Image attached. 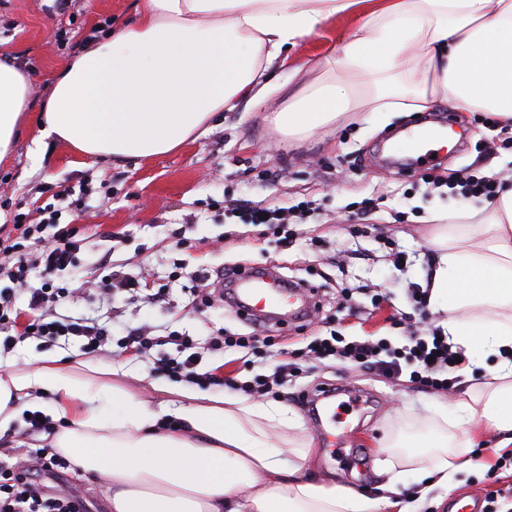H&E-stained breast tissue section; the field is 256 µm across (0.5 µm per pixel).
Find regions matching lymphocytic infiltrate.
<instances>
[{"instance_id":"1","label":"lymphocytic infiltrate","mask_w":512,"mask_h":512,"mask_svg":"<svg viewBox=\"0 0 512 512\" xmlns=\"http://www.w3.org/2000/svg\"><path fill=\"white\" fill-rule=\"evenodd\" d=\"M45 219L35 224L15 216L8 232L0 235V277H6L8 287L0 289V333L4 348H11L12 337L8 332L16 321L10 316L14 291L26 286L30 269L27 257V242L40 243L41 250L36 259L42 266L48 281L43 287L30 291L31 315L27 326L33 336L57 343L70 337L84 339V347L93 352L108 339L109 332L96 323L81 319H49L52 304L70 297L67 287L51 284V277H59L74 267L83 241V229L77 224L60 221L61 209L55 205L44 208ZM311 359H334L359 365H368L380 375L397 378L409 373L411 381L435 389H447L449 373L461 367L459 361L462 348L453 347L442 328H434L425 335H410L403 347L393 346L387 340H346L340 336L319 338L307 347ZM66 458L59 454L38 449L29 453L13 465L0 464V512H84L80 501L67 495L42 497L22 479L23 471L67 467Z\"/></svg>"}]
</instances>
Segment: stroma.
<instances>
[{
  "instance_id": "35a3bbf8",
  "label": "stroma",
  "mask_w": 512,
  "mask_h": 512,
  "mask_svg": "<svg viewBox=\"0 0 512 512\" xmlns=\"http://www.w3.org/2000/svg\"><path fill=\"white\" fill-rule=\"evenodd\" d=\"M140 0H0V55L14 59L31 78V101L16 142L0 160V222L17 213L37 220L39 206L52 202L59 188L90 184L92 193L80 211L63 221L86 229L79 266L65 274L77 294L58 306V316L97 320L110 333L96 352L102 363L129 367L121 384L145 398L157 359L177 354L171 338L191 337L202 352L199 372L224 376L267 374L278 366L280 349L299 350L315 338L337 332L346 338L389 339L403 346L409 333H425L439 316L430 308L413 309L409 293L426 288L436 257L428 239L435 215L478 207L462 195L457 180L496 171L512 183V137L498 132L489 114L450 113L434 106L429 113L454 115L469 137L461 150L435 170L408 169L382 161L380 147L389 137L410 130L421 113H392L338 120L334 127L301 140H288L267 121L279 103L239 104L223 112L211 129L175 152L120 163L77 154L67 144L40 140V107L56 75L73 50L99 34L102 26L132 20ZM354 26L353 19L330 21L319 34L289 52L290 63L327 53ZM443 186L427 184L428 174ZM229 199H247L286 210L295 225L291 246H282L265 226L245 224L225 209ZM375 202L371 211L357 204ZM312 201L316 219L299 223L296 206ZM192 247L181 252L177 238ZM403 262H396V252ZM140 279L144 290L116 294L103 302L80 293L87 275L101 267ZM273 267L286 281L314 288L319 307L305 322L259 324L239 315L219 298L195 295L194 281L219 279L224 267ZM352 289L361 317L350 316L342 298ZM162 301H152L155 291ZM154 337L137 355L122 350L129 330ZM235 333L257 337L249 362L233 352L210 350L212 337ZM456 380L445 391L422 388L409 377L391 380L377 372L334 360H308L307 369L282 389L277 401L293 409L317 450L314 474L334 477L376 498L386 481L379 470L388 454L386 441L398 431L419 433L438 402L454 403L465 390ZM495 431L482 429L476 461L461 474L448 497L431 492L421 512H451L453 501L469 493L500 490L499 512H512V468L494 463L501 451ZM30 481L42 493L74 495L87 512H110L108 495L97 475L73 476L68 470L34 471Z\"/></svg>"
}]
</instances>
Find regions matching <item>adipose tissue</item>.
<instances>
[{
	"label": "adipose tissue",
	"mask_w": 512,
	"mask_h": 512,
	"mask_svg": "<svg viewBox=\"0 0 512 512\" xmlns=\"http://www.w3.org/2000/svg\"><path fill=\"white\" fill-rule=\"evenodd\" d=\"M355 17L324 56L289 64L288 48L333 19ZM288 95L271 121L302 138L354 113L421 112L452 104L493 114L512 132V0H141L135 19L88 40L56 76L41 137L103 161L178 150L239 103ZM29 74L0 58V159L30 107ZM430 303L468 360L497 362L491 380L455 412L436 408L427 432L388 444L418 482L451 491L470 470L472 426L485 423L512 446V185L480 212L437 225ZM125 364L83 358L0 364V436L38 413L45 440L72 469L98 473L112 512H417L310 474L311 444L287 406L192 387H166L154 402L114 383Z\"/></svg>",
	"instance_id": "obj_1"
}]
</instances>
